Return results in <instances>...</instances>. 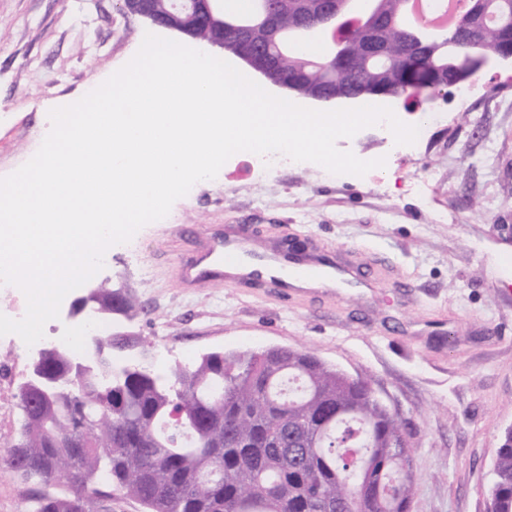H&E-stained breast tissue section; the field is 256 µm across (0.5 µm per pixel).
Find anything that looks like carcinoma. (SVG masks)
Here are the masks:
<instances>
[{"mask_svg":"<svg viewBox=\"0 0 512 512\" xmlns=\"http://www.w3.org/2000/svg\"><path fill=\"white\" fill-rule=\"evenodd\" d=\"M374 17L345 58L329 64L306 37L321 0H247L224 7V29L257 74L289 91H382L409 99L463 83L462 54L512 41V0H466L463 27L431 36L405 19L407 0H364ZM94 312L130 317L122 288L97 289ZM19 388L20 426L7 467L37 486L26 512H94L119 491L145 512H410L412 449L402 421L372 392L309 349L204 354L167 371L103 360L77 374L53 346ZM490 497L512 512V431L500 438Z\"/></svg>","mask_w":512,"mask_h":512,"instance_id":"cac0c4a2","label":"carcinoma"}]
</instances>
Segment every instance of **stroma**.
<instances>
[{"instance_id": "35a3bbf8", "label": "stroma", "mask_w": 512, "mask_h": 512, "mask_svg": "<svg viewBox=\"0 0 512 512\" xmlns=\"http://www.w3.org/2000/svg\"><path fill=\"white\" fill-rule=\"evenodd\" d=\"M151 23L122 0H0V177L38 151L51 109L75 103L125 65ZM471 98L439 95L396 116L420 125L413 154L369 127L336 142L385 158L365 176L317 175L283 165L268 176L230 158L213 180L178 199L133 237L139 265L112 248L96 281L129 289V333L181 353L309 348L370 377L403 418L413 445L412 512H488L499 437L512 427V64L471 76ZM431 115L421 123L420 113ZM244 231L255 254L282 241L348 270L345 288L281 297L266 280L184 284L182 265L209 240Z\"/></svg>"}]
</instances>
